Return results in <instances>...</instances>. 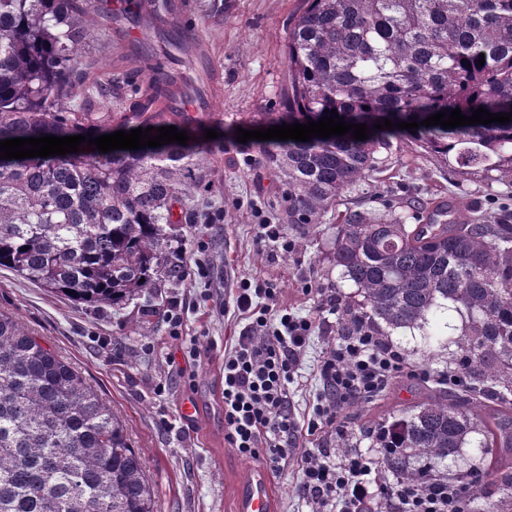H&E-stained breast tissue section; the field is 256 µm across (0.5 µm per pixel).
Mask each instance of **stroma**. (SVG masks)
<instances>
[{"mask_svg":"<svg viewBox=\"0 0 512 512\" xmlns=\"http://www.w3.org/2000/svg\"><path fill=\"white\" fill-rule=\"evenodd\" d=\"M187 20L195 28L199 55L210 72L196 70L193 58L170 53V73L198 84L208 74L213 111L197 120L199 129L217 131L207 140L208 193L199 209L223 212L218 224L185 226L187 277L162 291L164 305L178 304L183 323L172 330L162 313L138 303L122 307H77L9 270H0V310L50 345L81 372L102 400L127 425L129 442L142 457L158 512H234L232 488L254 465L224 439V350L242 325L233 311L241 280L265 281L279 291L281 305L310 318L315 326L298 377L290 384V407L304 417L322 393L316 367L335 344L346 308L361 298L330 261L338 218L321 224L286 223L288 208L280 176L267 167L257 140L237 142L235 133L259 128L261 112L281 109L288 78V28L305 0H191ZM126 36L96 31L94 64L88 81L108 75L135 76L139 60L128 54ZM208 84V83H207ZM380 163L366 182L349 193L351 208L383 212L385 201L409 211L413 201H454L464 216H493V203L512 206V186L494 176L439 163L408 140H392L379 150ZM284 225L291 252L253 243L260 220ZM139 330H131L132 320ZM462 319L448 314V332L427 343L418 330H395L410 367L386 391L342 404L331 427L319 437H302L301 449L339 448L373 453V432L421 404L440 377L462 355ZM425 377H418V370ZM198 406L194 421L181 413L183 400Z\"/></svg>","mask_w":512,"mask_h":512,"instance_id":"35a3bbf8","label":"stroma"}]
</instances>
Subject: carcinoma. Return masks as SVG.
Segmentation results:
<instances>
[{"instance_id": "cac0c4a2", "label": "carcinoma", "mask_w": 512, "mask_h": 512, "mask_svg": "<svg viewBox=\"0 0 512 512\" xmlns=\"http://www.w3.org/2000/svg\"><path fill=\"white\" fill-rule=\"evenodd\" d=\"M103 0H0V141L174 125L191 140L139 150L0 159V268L93 307L121 306L184 283L182 229L197 220L205 191L204 150L192 122L151 105L170 94L151 40L133 46L143 79L119 80L122 104L103 112L112 80L86 84L93 29L112 25ZM288 29V85L274 126L319 121L335 109L351 135L282 140L264 162L288 187V223L319 224L378 165L395 136L448 165L512 182V121L443 129L377 130L420 122L443 109L471 116L484 106L512 113V0H306ZM184 54L191 27L157 29ZM485 63L476 65L480 57ZM467 64H462V61ZM404 214L348 209L331 261L362 297L342 331L366 321L376 333L465 317L459 363L471 391H492L472 414L431 391L394 423L400 451L383 469L399 483L452 479L442 467L482 436L472 468L498 483L479 512H512V224L508 217L417 223ZM427 468L411 466V460ZM0 512H156L155 494L126 428L85 378L13 316L0 312Z\"/></svg>"}]
</instances>
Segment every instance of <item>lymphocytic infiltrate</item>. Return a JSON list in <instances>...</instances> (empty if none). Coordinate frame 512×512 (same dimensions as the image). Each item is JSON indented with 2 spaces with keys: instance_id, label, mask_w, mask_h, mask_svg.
Listing matches in <instances>:
<instances>
[{
  "instance_id": "f902f5d3",
  "label": "lymphocytic infiltrate",
  "mask_w": 512,
  "mask_h": 512,
  "mask_svg": "<svg viewBox=\"0 0 512 512\" xmlns=\"http://www.w3.org/2000/svg\"><path fill=\"white\" fill-rule=\"evenodd\" d=\"M235 303L246 324L235 346L224 353V437L237 453L263 459L274 471L298 465V490L316 512H361L379 501L377 460L397 441L391 427L375 435L376 455L327 452L296 455L300 435L313 436L332 425L338 405L386 389L407 363L393 342L367 331L340 336L322 357L318 374L324 393L305 423L290 410L288 386L297 372L313 328L279 304L270 283L244 281ZM473 486L465 479L447 486L432 478L421 485L401 484L391 491L395 512H454Z\"/></svg>"
}]
</instances>
